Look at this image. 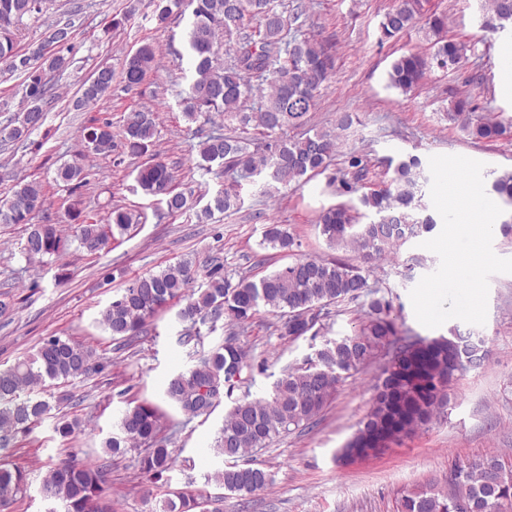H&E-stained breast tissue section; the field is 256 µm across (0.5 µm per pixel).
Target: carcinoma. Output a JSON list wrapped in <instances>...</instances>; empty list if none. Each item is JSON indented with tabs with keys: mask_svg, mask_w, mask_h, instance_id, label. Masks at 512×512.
<instances>
[{
	"mask_svg": "<svg viewBox=\"0 0 512 512\" xmlns=\"http://www.w3.org/2000/svg\"><path fill=\"white\" fill-rule=\"evenodd\" d=\"M44 0H0V27L9 37L0 40V73L22 77L17 93L28 111L21 117L0 122V142L24 148L33 131L45 121V106L53 101V81L74 65L72 33L74 16L47 26L42 39L26 48L17 46L16 31L26 18L43 12ZM156 29L166 31L174 14L191 10L184 51L192 72L188 86L178 90L185 119L201 134L195 168L204 174L218 166L224 178L237 183L260 179L261 192L274 196L292 185L306 183L324 174L336 155L340 133L348 131L359 117L343 114L337 132L308 128L316 105V92L333 72L327 49L303 34L298 20L303 11L286 13L278 0H148ZM491 29L512 26V0H485L482 6ZM424 20L429 41L427 52L408 51L394 59L388 85L403 94L414 91L433 70L456 73L469 60V45L448 37V18L422 17L421 0H393L380 23L385 39L394 38ZM99 76L83 81L72 101L75 111L90 113L80 130L81 149L55 170L56 185L73 196L88 184L89 155L108 157L122 153L145 157L135 168L136 188L159 198L167 213H183L194 204V194L176 190V176L157 150L159 133L153 113L132 109L123 117L119 131L112 120L93 112L112 90L115 74L110 66L97 68ZM158 71L154 43L145 41L127 54L120 82L127 91L137 88ZM471 101L454 97L448 103V121L475 140L496 141L512 136V123L470 119ZM219 116L234 122L240 134L203 127ZM302 130L298 136L288 132ZM255 131L263 145L251 148ZM345 171L327 176L326 187L341 195H358L359 204L377 219L358 223L356 209L337 204L321 211L319 226L328 244L350 248L358 263L341 258L299 256L255 281L235 277L216 263L207 275L206 288H193L196 268L192 260L180 259L158 272L138 276L120 289L102 311L101 323L113 339L134 336L146 321L173 301L184 302L178 317L191 326L211 320H227L242 326L265 311L281 321V335L296 340L310 332L328 314L332 305L369 298L366 318L351 334L325 339L303 365L282 372L267 398H243L224 416V425L212 451L224 457L225 466L210 480L232 495L247 497L267 491L273 483L269 470L251 460V454L274 438L312 424L336 392L337 385L369 363L385 348L395 350L376 385L369 409L357 433L339 449V457L352 460L389 448L411 433L426 427L449 404L454 383L470 371L483 369L489 360V339L471 332L450 337L414 339L397 344V327L390 317V303L371 288L369 274L376 263L400 247L434 229L436 221L424 214L427 178L421 160L411 156L398 162L392 175L374 187L367 183V155L344 153ZM491 190L512 203V173L493 178ZM47 201L42 182L16 183L12 194L0 201V224H22L26 237L25 258L41 262L66 254L73 242L90 253L104 248L115 234H124L136 223L134 214L122 208L109 212L107 223H89L70 205L73 237L64 236L56 224H36L34 206ZM239 195L224 188L201 211L209 220L214 213L238 207ZM261 246L292 252L294 237L282 224L267 225ZM103 367L96 350L60 336H48L30 355L0 370V437L26 433L52 406L37 398L39 392L58 383L85 377ZM252 368L247 350L233 335L224 344L199 359L185 373L172 378L165 398L180 411L195 418L216 407L224 393L242 381ZM118 432L104 442L105 456L144 449L141 470L159 481L171 469L173 449L160 438V412L151 403L129 406L117 423ZM454 489L443 494L425 486L401 495L397 512H499L512 502V461L490 456L458 463L449 473ZM108 461L98 464L68 460L51 465L41 480L43 492L59 502L63 512H86L89 499L100 502V512H114L107 492ZM29 486L26 471L0 462V500L12 502L25 496ZM219 496H203L180 490L155 504L152 512H220Z\"/></svg>",
	"mask_w": 512,
	"mask_h": 512,
	"instance_id": "carcinoma-1",
	"label": "carcinoma"
}]
</instances>
